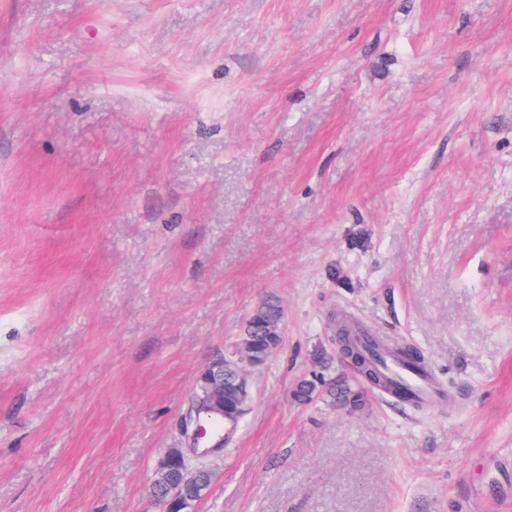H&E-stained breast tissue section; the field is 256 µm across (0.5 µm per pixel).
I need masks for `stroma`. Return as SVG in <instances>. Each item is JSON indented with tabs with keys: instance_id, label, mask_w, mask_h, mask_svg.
Segmentation results:
<instances>
[{
	"instance_id": "stroma-1",
	"label": "stroma",
	"mask_w": 512,
	"mask_h": 512,
	"mask_svg": "<svg viewBox=\"0 0 512 512\" xmlns=\"http://www.w3.org/2000/svg\"><path fill=\"white\" fill-rule=\"evenodd\" d=\"M269 297L196 512H512V0H0V512H158ZM339 313L446 398L295 402ZM251 328L252 336H244L249 342L251 357L260 364L265 365L274 351L282 343V336H269V327L283 321V309L273 299L261 301L254 309ZM191 419L187 414H183L180 417V431L185 441H187L191 448H197L195 440H203L206 436V432L203 427L195 425L193 429H190ZM189 447L185 448H167L158 459L157 464L161 465L165 463L168 459V454L170 450H176L180 456L185 459L187 453L190 451ZM182 479L181 459H173L167 469L157 470L153 476L148 492L152 497H159L170 492L171 486L178 484Z\"/></svg>"
}]
</instances>
